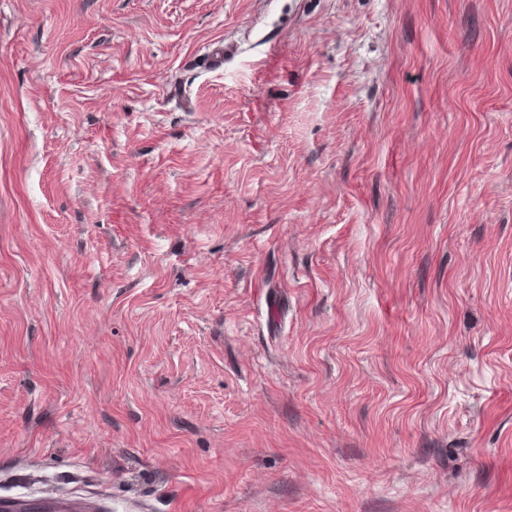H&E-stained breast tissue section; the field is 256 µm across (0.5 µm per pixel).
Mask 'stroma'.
Here are the masks:
<instances>
[{
    "instance_id": "1",
    "label": "stroma",
    "mask_w": 512,
    "mask_h": 512,
    "mask_svg": "<svg viewBox=\"0 0 512 512\" xmlns=\"http://www.w3.org/2000/svg\"><path fill=\"white\" fill-rule=\"evenodd\" d=\"M48 487L512 512V0H0V498Z\"/></svg>"
}]
</instances>
